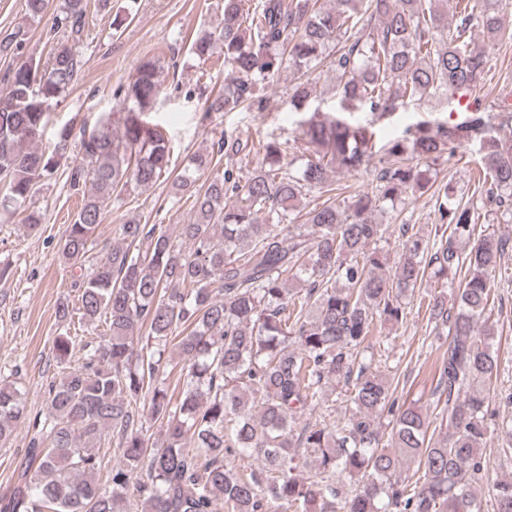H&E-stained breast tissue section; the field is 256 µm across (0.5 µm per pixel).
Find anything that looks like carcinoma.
<instances>
[{
  "mask_svg": "<svg viewBox=\"0 0 512 512\" xmlns=\"http://www.w3.org/2000/svg\"><path fill=\"white\" fill-rule=\"evenodd\" d=\"M88 0H64L55 26L72 36L85 27ZM503 0H223L220 25L191 44L203 60L212 43L224 49V88L206 100L208 112H262V86L288 67L308 74L324 62L336 74L334 95L344 109L362 108L359 122L340 112L301 124L309 154L299 168L274 140L222 141L218 152L247 164L225 168L193 194L192 221L179 225L183 251L165 231L127 220L122 242L109 245L72 287L79 306L58 300L56 317L73 316L105 334L84 344L81 366L48 388L46 411L29 415L18 382L0 378V445L22 424L31 429L13 487L0 512H512V478L486 479L490 389L500 363L495 326L487 315L494 272L512 240L485 236L465 252L475 231L474 204H450L452 188L436 197V223L419 234L398 225L401 252L385 271L380 247L393 233L379 214L404 210L432 188L430 166L480 141L481 207L512 224V138L491 134L480 107L460 122L407 127L376 147L375 122L441 95L472 93L486 72L482 32L494 45L504 28ZM82 61L64 43L45 64L29 59L8 76L0 96V213L15 210L34 186L51 178L78 148L70 188L91 181L61 256L82 268L112 192L133 182L156 183L168 170L163 126L149 121L162 84L146 61L125 89L132 107L120 139L102 129L64 126L54 149L29 146L47 123L49 102L77 80ZM380 166L373 167L377 154ZM214 153L193 154L180 190L209 170ZM373 172L371 191L307 207L314 191H335L333 171ZM429 276L459 278L453 298L441 290L429 303L436 335L448 336L434 395L448 410V434L427 441L430 415L402 401L392 381L372 366L365 342L378 324L406 318L402 297ZM72 338L53 341L66 361ZM177 371L174 394L165 375ZM349 393L347 418L332 425L297 420L323 407L327 384ZM164 427L150 442L139 405ZM113 435L123 464L101 482L96 448ZM263 459L244 474L231 457ZM405 461L423 469L414 488L401 480Z\"/></svg>",
  "mask_w": 512,
  "mask_h": 512,
  "instance_id": "carcinoma-1",
  "label": "carcinoma"
}]
</instances>
